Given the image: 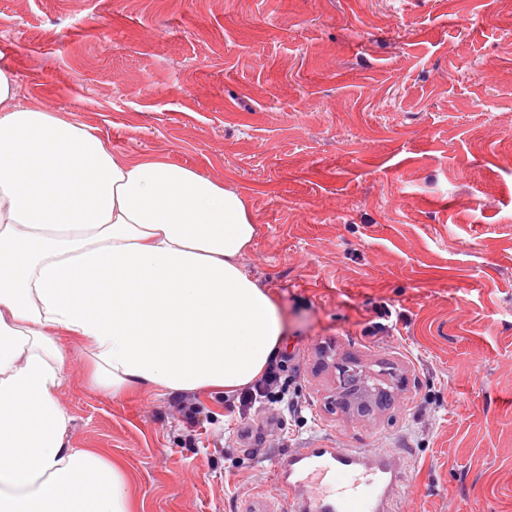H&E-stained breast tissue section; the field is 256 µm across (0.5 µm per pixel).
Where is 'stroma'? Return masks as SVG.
Here are the masks:
<instances>
[{
    "mask_svg": "<svg viewBox=\"0 0 512 512\" xmlns=\"http://www.w3.org/2000/svg\"><path fill=\"white\" fill-rule=\"evenodd\" d=\"M17 101L240 192L298 415L94 388L61 337L71 444L136 512H290L284 452L384 450L390 512H512V0H0ZM393 399L335 406L338 365ZM199 411L187 423L189 408Z\"/></svg>",
    "mask_w": 512,
    "mask_h": 512,
    "instance_id": "35a3bbf8",
    "label": "stroma"
}]
</instances>
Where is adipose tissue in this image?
Wrapping results in <instances>:
<instances>
[{
	"instance_id": "ef3b65f1",
	"label": "adipose tissue",
	"mask_w": 512,
	"mask_h": 512,
	"mask_svg": "<svg viewBox=\"0 0 512 512\" xmlns=\"http://www.w3.org/2000/svg\"><path fill=\"white\" fill-rule=\"evenodd\" d=\"M0 57V512H132L127 478L71 445L57 392L83 341L118 394H232L283 346L284 321L244 258L258 226L241 194L158 156L119 157L87 127L16 102Z\"/></svg>"
}]
</instances>
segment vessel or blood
Segmentation results:
<instances>
[{"label": "vessel or blood", "instance_id": "obj_1", "mask_svg": "<svg viewBox=\"0 0 512 512\" xmlns=\"http://www.w3.org/2000/svg\"><path fill=\"white\" fill-rule=\"evenodd\" d=\"M274 472L291 512H386L404 479L389 455L334 445L283 453Z\"/></svg>", "mask_w": 512, "mask_h": 512}]
</instances>
